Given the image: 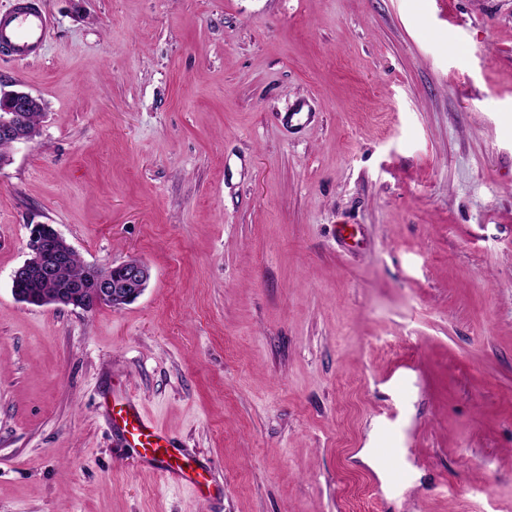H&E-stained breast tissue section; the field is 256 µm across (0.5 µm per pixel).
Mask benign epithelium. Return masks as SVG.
<instances>
[{"mask_svg":"<svg viewBox=\"0 0 512 512\" xmlns=\"http://www.w3.org/2000/svg\"><path fill=\"white\" fill-rule=\"evenodd\" d=\"M43 109L41 99L21 90L0 88V140L14 143L27 142L37 134L30 125L27 113ZM29 258L17 267L12 275L13 292L16 298L29 305L57 304L72 306L84 311L100 307L119 308L134 302L147 288L151 278L149 267L142 261L129 260L119 264L112 279H102L81 296L62 289L49 296L22 293L16 288L24 280H56L59 270L73 252L61 234L49 224H36L29 242Z\"/></svg>","mask_w":512,"mask_h":512,"instance_id":"1","label":"benign epithelium"}]
</instances>
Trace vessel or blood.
I'll return each instance as SVG.
<instances>
[{"label": "vessel or blood", "instance_id": "1", "mask_svg": "<svg viewBox=\"0 0 512 512\" xmlns=\"http://www.w3.org/2000/svg\"><path fill=\"white\" fill-rule=\"evenodd\" d=\"M49 34V23L39 0H15L9 15L0 17V55L12 58L38 56ZM111 425L130 447L141 449V458L171 484L198 492L210 490L214 480L196 456L183 448L143 412L133 399L114 401L108 411Z\"/></svg>", "mask_w": 512, "mask_h": 512}]
</instances>
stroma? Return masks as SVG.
Listing matches in <instances>:
<instances>
[{
	"mask_svg": "<svg viewBox=\"0 0 512 512\" xmlns=\"http://www.w3.org/2000/svg\"><path fill=\"white\" fill-rule=\"evenodd\" d=\"M43 6L0 59L45 106L0 164V512H512V0ZM37 223L147 288L18 302ZM108 420L116 426L131 448H142L141 458L175 486L190 487L204 494L214 480L196 456L183 448L143 412L132 398L114 401Z\"/></svg>",
	"mask_w": 512,
	"mask_h": 512,
	"instance_id": "obj_1",
	"label": "stroma"
}]
</instances>
